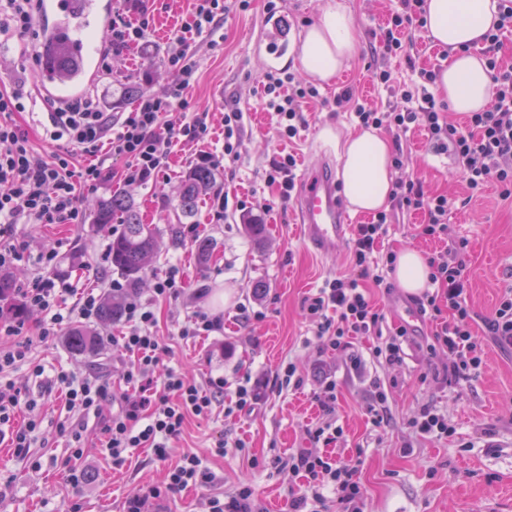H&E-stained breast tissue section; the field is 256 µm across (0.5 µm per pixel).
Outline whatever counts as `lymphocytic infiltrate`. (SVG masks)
I'll use <instances>...</instances> for the list:
<instances>
[{
  "label": "lymphocytic infiltrate",
  "instance_id": "f902f5d3",
  "mask_svg": "<svg viewBox=\"0 0 512 512\" xmlns=\"http://www.w3.org/2000/svg\"><path fill=\"white\" fill-rule=\"evenodd\" d=\"M39 2L0 0V37L20 41L22 53L28 57L39 42ZM425 2L400 0L399 9L391 12L380 34L386 55L404 56L413 47L417 32L427 24ZM496 2V20L484 35L481 48L492 81L494 103L490 108L466 113L464 122H452L447 104L437 101L428 90L437 80V71L423 68L416 79L399 85L393 84L389 70H374V80L392 89L394 99L386 105H375L348 87L336 94L332 109L349 113L362 128L387 131L398 143L413 129L423 130L431 149L447 155L459 167L470 196H481L493 185L502 200L512 201V64L501 56L503 38L512 32V0ZM124 4L128 19L113 22L108 34V43L115 49L143 42L152 27L144 0H124ZM225 11L223 0H196L183 35L175 38L168 51L167 64L176 76L175 84L140 97L131 111L108 117L100 101L85 95L53 106L45 135L51 141L65 142L66 147L50 159L39 155L15 120L16 114L29 109L24 96L15 89H0V233H7L14 224L83 223L80 191L97 188L115 175L111 160H124L125 166L117 175L125 184L140 186L157 180L168 169L176 146L206 140L210 135L208 113L192 112L190 121L180 126L168 124L165 116L190 107L186 92L195 81L198 62L189 35L221 27ZM285 83L280 74H267L264 92L268 108L277 117L280 138L291 140L305 124L299 100L317 97L318 92L313 87H299L287 94L283 91ZM391 197L399 206L423 215L422 235L447 240L451 205L446 196L425 195L419 182L408 179L393 184ZM392 219V214L382 210L371 222L355 225L349 242L351 274L325 281L303 302L304 316L321 348L350 350L354 339H375L369 356L352 355L351 365L356 369L368 360L386 367L405 361L407 329L384 334V317L369 292L370 286H382L394 269V254L379 249ZM466 246V241H458L428 259V287L418 298L419 309L440 321L433 346L448 351L452 360L423 373L426 381L466 383L478 375L483 363L472 328L474 313L466 298L470 272L461 257ZM58 256L53 249L40 253L37 262L45 268V275L18 289L23 305L42 313L38 329L43 339L59 335L74 319H94L99 311L100 297L91 292L83 295L77 310H61L60 299L71 286L48 273ZM111 289L125 297L127 330L116 342L132 359L123 374L131 392L106 415L101 402L112 388L108 378L77 377L63 370L56 374L53 382L65 388L72 414L57 429L67 437L72 458L83 456L87 433L93 430L114 469L123 468L135 448L151 449L157 461L167 462L169 446L181 439L189 417H210L220 404L229 414L253 411L259 402L255 387L237 386L228 397L223 377H212L202 384L164 368L166 350L157 336L152 300L128 292L118 280L112 281ZM23 329L20 320L0 327L11 338L10 343H0V428L8 427L12 447L25 458L41 432L43 419L37 408L45 394L10 378L11 372L26 363L34 377L44 373L41 365L30 361L31 340L24 337ZM21 407L29 416L18 425L14 418ZM360 464L357 457L333 460L312 449L289 457L290 471L304 480L303 494L292 501L293 512H305L311 502L324 504L323 490L327 487L332 488L345 512H362L364 492L357 479ZM212 480V473L196 453H184L175 464H169L163 484L147 486L143 494L126 499L122 512H153L169 494Z\"/></svg>",
  "mask_w": 512,
  "mask_h": 512
}]
</instances>
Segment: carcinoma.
<instances>
[{"label":"carcinoma","instance_id":"carcinoma-1","mask_svg":"<svg viewBox=\"0 0 512 512\" xmlns=\"http://www.w3.org/2000/svg\"><path fill=\"white\" fill-rule=\"evenodd\" d=\"M215 181L214 172L207 165L194 167L181 185L173 206L178 218H191L197 213L198 203L207 194ZM117 220L121 224L118 236L110 242L112 266L126 278L128 286L137 288L141 284L149 263L157 253L158 245L154 229L141 223L134 200L125 192H117L99 202L95 214L98 224H110ZM123 300L107 297L102 302L99 318L108 323L122 319ZM66 345L75 355L97 354L101 340L90 329L76 326L67 332Z\"/></svg>","mask_w":512,"mask_h":512}]
</instances>
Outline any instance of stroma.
I'll return each mask as SVG.
<instances>
[{
	"label": "stroma",
	"instance_id": "obj_1",
	"mask_svg": "<svg viewBox=\"0 0 512 512\" xmlns=\"http://www.w3.org/2000/svg\"><path fill=\"white\" fill-rule=\"evenodd\" d=\"M328 0H276L275 11L285 17L293 40L318 22ZM352 19L355 51L347 66L330 82L314 83L298 64L296 53L281 62L301 85H316L320 96L304 103L306 117L293 141L278 137L275 119L262 94L266 67L256 45L267 0H250L240 8L231 0L223 26L212 34L195 37L191 46L198 60L196 81L189 91L193 110L207 111L212 136L204 142L176 147L166 174L154 183L125 187L118 173L122 160H114L117 176L95 191H83L82 224H16L10 236L28 242L32 253L57 248L61 259L58 277L88 288L101 280L115 279L106 251L112 229L91 220L96 204L113 192L128 190L139 204L145 223L157 234L159 254L153 271L175 265L185 286L178 297L157 304V333L169 348L168 367L204 380L224 377L229 388L249 382L259 384L264 398L252 413L189 419L173 457L193 452L215 480L206 486H190L163 500L162 512H202L203 501L217 495L226 499L243 484H250L262 512H290L291 501L300 493L302 478L293 476L286 461L303 448H317L332 459L360 456L357 478L364 489V512H512V350L498 347L485 330V321L496 310L507 288L512 287V204L502 201L496 190L468 198L465 182L453 161L429 148L423 131L411 133L404 142V165L393 168V180L412 178L426 194L447 196L452 213L450 240H466L462 258L470 269L467 299L474 312V330L483 339V364L479 376L466 386L455 383L420 382L421 373L434 363L448 360L446 351H417L403 367L367 365L364 373L350 367L346 351H320L305 320L304 299L329 279L350 274L347 254L322 256L306 246L298 230V216L289 201L280 199L276 187L267 185L264 174L280 155L294 153L299 167H306L318 154H326L334 170H341L342 146L357 132L349 114H336L325 106L336 88L350 85L368 101L383 105L389 91L373 82L371 69L384 66L395 80L411 77L413 68L443 69L442 46L427 32L416 35L408 56L382 57L380 30L397 6L396 0H342ZM153 26L144 43L110 54V69L103 72L92 92L102 98L109 112L130 111L133 103L124 97V87L138 85L150 94L174 83L167 67V51L180 35L193 9V0H146ZM14 40L0 41V85L35 97L34 76ZM238 100L244 113L245 141L240 159L228 169H217L215 187L228 192L227 216L215 218L211 198H203L195 218L198 235L210 237L214 254L210 264H199L194 239L177 233V218L171 205L181 182L197 162L200 151L221 154L224 149V104ZM247 211H238V201ZM420 213L396 210L395 222L383 241L385 249L409 247L423 256L438 251L437 242L421 237ZM250 223L266 225L265 242L247 233ZM263 281L262 293H254V281ZM374 299L384 314V332L407 327L415 339L432 338L436 324L422 317L406 322L404 311L412 295L400 288L395 276L385 287L374 289ZM197 310L221 322L220 329L197 341L183 340L177 327ZM91 328L100 337V355L70 353L62 337L36 340L33 355L46 374L66 367L79 374H106L120 378L125 360L112 338L120 325L93 320ZM295 364L305 379L302 387L282 384L287 364ZM337 383L336 409L323 415L314 394L323 379ZM379 383L389 392L385 421L374 425L369 407L371 385ZM430 404L448 417L456 432L438 441L417 438L408 421L421 405ZM324 427L317 440L313 432ZM228 446L215 455L216 437ZM70 449L65 438L47 427L44 441L36 442L31 456L22 459L13 448L0 451V512H121L123 502L146 485L161 483L166 466L155 461L145 448L133 449L122 470H113L98 447L89 448L76 463L82 470L79 485L68 479L65 462Z\"/></svg>",
	"mask_w": 512,
	"mask_h": 512
}]
</instances>
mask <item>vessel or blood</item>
<instances>
[{
  "label": "vessel or blood",
  "mask_w": 512,
  "mask_h": 512,
  "mask_svg": "<svg viewBox=\"0 0 512 512\" xmlns=\"http://www.w3.org/2000/svg\"><path fill=\"white\" fill-rule=\"evenodd\" d=\"M42 15L46 26L37 87L62 104L92 88L98 77L96 52L86 50L74 33L82 28L106 31L112 24V0H42ZM291 48L285 18L265 16L261 49L266 67H276ZM296 210L309 245L324 255L342 248L351 229L350 215L341 202L332 168L308 167L300 183Z\"/></svg>",
  "instance_id": "vessel-or-blood-1"
}]
</instances>
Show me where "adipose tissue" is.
I'll list each match as a JSON object with an SVG mask.
<instances>
[{
    "instance_id": "ef3b65f1",
    "label": "adipose tissue",
    "mask_w": 512,
    "mask_h": 512,
    "mask_svg": "<svg viewBox=\"0 0 512 512\" xmlns=\"http://www.w3.org/2000/svg\"><path fill=\"white\" fill-rule=\"evenodd\" d=\"M494 22L492 0H427V28L433 39L454 52L437 80L436 91L454 111L478 112L490 102V78L485 61L471 54ZM355 39L342 5L329 0L320 21L308 28L299 45L301 69L326 81L352 58ZM343 192L358 211L383 208L392 188L391 150L374 130L351 134L342 149Z\"/></svg>"
}]
</instances>
